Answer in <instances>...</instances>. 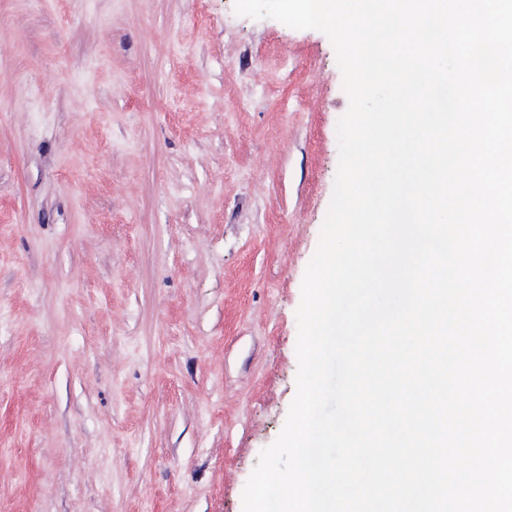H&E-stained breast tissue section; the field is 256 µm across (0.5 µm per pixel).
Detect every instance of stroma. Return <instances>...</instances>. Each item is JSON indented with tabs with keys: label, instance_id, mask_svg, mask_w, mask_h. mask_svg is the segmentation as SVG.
Returning <instances> with one entry per match:
<instances>
[{
	"label": "stroma",
	"instance_id": "1",
	"mask_svg": "<svg viewBox=\"0 0 512 512\" xmlns=\"http://www.w3.org/2000/svg\"><path fill=\"white\" fill-rule=\"evenodd\" d=\"M0 512H243L348 98L233 0H0Z\"/></svg>",
	"mask_w": 512,
	"mask_h": 512
}]
</instances>
